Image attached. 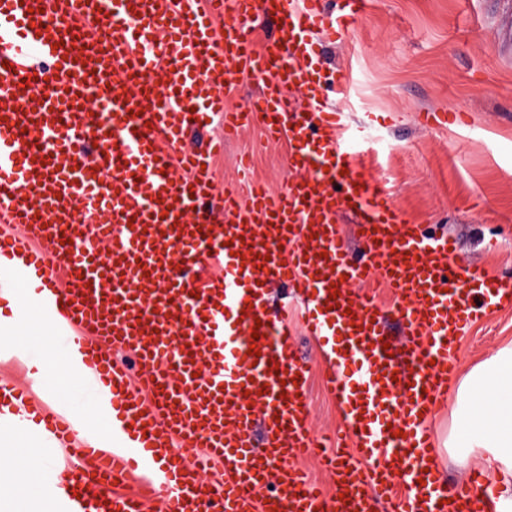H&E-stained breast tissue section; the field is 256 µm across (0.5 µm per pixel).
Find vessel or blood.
Segmentation results:
<instances>
[{
	"label": "vessel or blood",
	"instance_id": "b4317fda",
	"mask_svg": "<svg viewBox=\"0 0 512 512\" xmlns=\"http://www.w3.org/2000/svg\"><path fill=\"white\" fill-rule=\"evenodd\" d=\"M340 2L0 0V253L39 273L129 441L79 434L11 355L0 426L61 450L45 482L58 512H498L479 476L443 486L430 422L460 336L512 307V282L459 263L452 237L409 222L341 149L334 95L348 76L323 71L313 38L364 10ZM261 14L279 28L258 46ZM240 73L259 90L231 112L216 90ZM211 120L287 140L288 184L215 196L223 141L179 147ZM345 212L363 260L338 229ZM369 280L396 298L400 344L357 289ZM273 285L301 299L334 355L324 383L353 451L328 459L332 498L295 465L316 448L308 370L267 301Z\"/></svg>",
	"mask_w": 512,
	"mask_h": 512
}]
</instances>
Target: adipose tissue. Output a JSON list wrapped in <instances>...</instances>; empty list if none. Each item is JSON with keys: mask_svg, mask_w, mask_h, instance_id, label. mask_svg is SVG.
Instances as JSON below:
<instances>
[{"mask_svg": "<svg viewBox=\"0 0 512 512\" xmlns=\"http://www.w3.org/2000/svg\"><path fill=\"white\" fill-rule=\"evenodd\" d=\"M36 273L6 295L12 310L21 314L20 333L40 336L51 346L65 327L50 311L49 300L36 295ZM448 446L459 462L478 459L488 472V491L494 492L501 512H512V349L486 360L464 378ZM49 454L31 448L18 437H0V466L12 478L10 496L28 512H53L42 492Z\"/></svg>", "mask_w": 512, "mask_h": 512, "instance_id": "ef3b65f1", "label": "adipose tissue"}]
</instances>
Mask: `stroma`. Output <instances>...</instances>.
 Returning a JSON list of instances; mask_svg holds the SVG:
<instances>
[{
  "label": "stroma",
  "mask_w": 512,
  "mask_h": 512,
  "mask_svg": "<svg viewBox=\"0 0 512 512\" xmlns=\"http://www.w3.org/2000/svg\"><path fill=\"white\" fill-rule=\"evenodd\" d=\"M495 0H366L358 23L325 41L326 62L346 71L338 106L344 145L361 156L368 181L384 188L409 221L447 233L459 257L512 278V23L496 15ZM455 111L461 120L425 125L426 112ZM287 141L266 140L251 127L224 145L214 162L217 188L243 189L237 159L250 155L251 178L286 186ZM298 352L312 365L309 427L331 434L343 423L337 402L319 382L323 356L288 313ZM512 346V308L493 313L460 337L456 358L467 370ZM456 392L434 415L447 486L471 472L444 447Z\"/></svg>",
  "instance_id": "1"
}]
</instances>
